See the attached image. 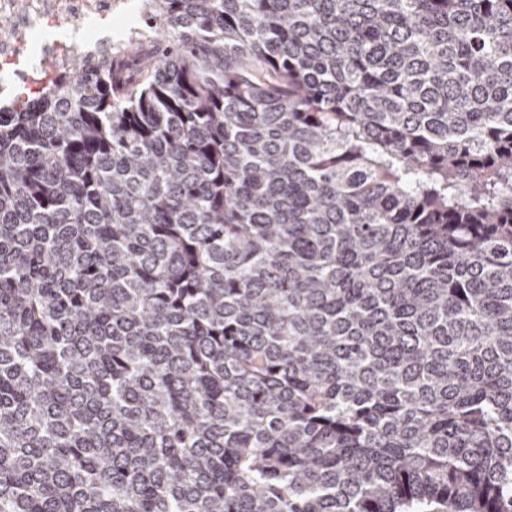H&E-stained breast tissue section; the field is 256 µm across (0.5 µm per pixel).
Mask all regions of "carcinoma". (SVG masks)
Returning a JSON list of instances; mask_svg holds the SVG:
<instances>
[{
    "label": "carcinoma",
    "instance_id": "carcinoma-1",
    "mask_svg": "<svg viewBox=\"0 0 512 512\" xmlns=\"http://www.w3.org/2000/svg\"><path fill=\"white\" fill-rule=\"evenodd\" d=\"M0 111V512H512V0H146Z\"/></svg>",
    "mask_w": 512,
    "mask_h": 512
}]
</instances>
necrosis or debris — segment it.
I'll use <instances>...</instances> for the list:
<instances>
[{
	"mask_svg": "<svg viewBox=\"0 0 512 512\" xmlns=\"http://www.w3.org/2000/svg\"><path fill=\"white\" fill-rule=\"evenodd\" d=\"M117 0H0V96L11 97L17 82L28 79L40 57H51L57 73L74 60L98 62L112 53L111 37L95 21L111 22Z\"/></svg>",
	"mask_w": 512,
	"mask_h": 512,
	"instance_id": "4bbe7bcc",
	"label": "necrosis or debris"
}]
</instances>
